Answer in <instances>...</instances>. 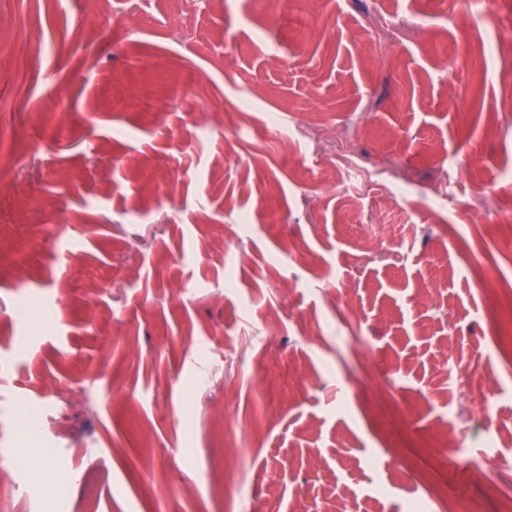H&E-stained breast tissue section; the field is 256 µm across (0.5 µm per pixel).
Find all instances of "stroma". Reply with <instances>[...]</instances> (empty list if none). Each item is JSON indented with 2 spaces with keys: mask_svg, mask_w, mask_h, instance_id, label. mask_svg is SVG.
Returning <instances> with one entry per match:
<instances>
[{
  "mask_svg": "<svg viewBox=\"0 0 512 512\" xmlns=\"http://www.w3.org/2000/svg\"><path fill=\"white\" fill-rule=\"evenodd\" d=\"M178 11L0 0V512H498L448 433L512 459V0ZM338 174L342 185L359 186L372 180V175L348 155H336ZM479 398L485 417L492 422L495 413L498 392L492 379L486 376H480L477 380Z\"/></svg>",
  "mask_w": 512,
  "mask_h": 512,
  "instance_id": "35a3bbf8",
  "label": "stroma"
}]
</instances>
